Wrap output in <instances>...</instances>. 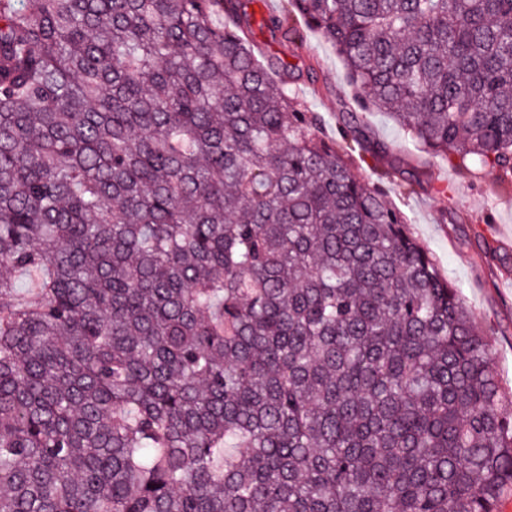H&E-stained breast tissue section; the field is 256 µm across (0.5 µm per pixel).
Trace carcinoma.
Here are the masks:
<instances>
[{
  "label": "carcinoma",
  "mask_w": 512,
  "mask_h": 512,
  "mask_svg": "<svg viewBox=\"0 0 512 512\" xmlns=\"http://www.w3.org/2000/svg\"><path fill=\"white\" fill-rule=\"evenodd\" d=\"M293 13L358 90L338 132L359 156L393 151L377 110L512 177V0H0V512L512 493L493 344L255 51Z\"/></svg>",
  "instance_id": "obj_1"
}]
</instances>
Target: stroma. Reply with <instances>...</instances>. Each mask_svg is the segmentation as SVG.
I'll use <instances>...</instances> for the list:
<instances>
[{
  "instance_id": "stroma-1",
  "label": "stroma",
  "mask_w": 512,
  "mask_h": 512,
  "mask_svg": "<svg viewBox=\"0 0 512 512\" xmlns=\"http://www.w3.org/2000/svg\"><path fill=\"white\" fill-rule=\"evenodd\" d=\"M292 24L301 34L296 43L264 29L254 30L252 38L263 54L298 73L296 92L321 115L324 134L336 137L339 114L352 96L343 62L300 18ZM426 174L433 185L451 189L452 212H445L434 193H411L398 181L386 184L387 199L407 216L417 242L459 288L476 328L495 346L502 382L512 387V247L503 245L504 239L512 240V185L497 174H475L434 155L426 158Z\"/></svg>"
}]
</instances>
